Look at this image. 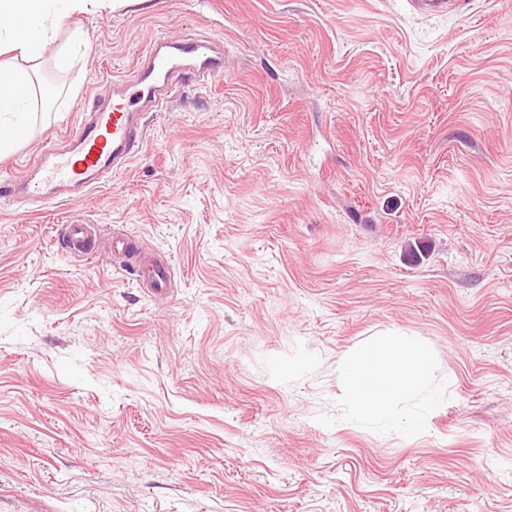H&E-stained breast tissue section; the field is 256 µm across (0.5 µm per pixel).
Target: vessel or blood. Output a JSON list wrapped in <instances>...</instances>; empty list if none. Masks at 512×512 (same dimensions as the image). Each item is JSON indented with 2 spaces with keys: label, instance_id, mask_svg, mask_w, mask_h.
<instances>
[{
  "label": "vessel or blood",
  "instance_id": "vessel-or-blood-1",
  "mask_svg": "<svg viewBox=\"0 0 512 512\" xmlns=\"http://www.w3.org/2000/svg\"><path fill=\"white\" fill-rule=\"evenodd\" d=\"M409 2L415 10L432 15L460 12L466 4V0ZM223 72L224 55L209 38H151L132 72L112 80L105 105L86 109L76 131L64 138L63 148H50L29 162L41 199L56 201L61 186L93 189L113 173L125 171L145 147L144 109L164 111L181 86L207 83ZM64 245L77 257L99 255L97 238L87 224L67 225Z\"/></svg>",
  "mask_w": 512,
  "mask_h": 512
}]
</instances>
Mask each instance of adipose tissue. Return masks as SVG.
Returning <instances> with one entry per match:
<instances>
[{
  "label": "adipose tissue",
  "mask_w": 512,
  "mask_h": 512,
  "mask_svg": "<svg viewBox=\"0 0 512 512\" xmlns=\"http://www.w3.org/2000/svg\"><path fill=\"white\" fill-rule=\"evenodd\" d=\"M87 0H0V42L30 61L38 60L64 16L84 8ZM36 73L0 66V152L12 150L31 128ZM339 369L346 395L357 415L400 427L395 402L421 389L430 373L426 349L400 336L374 339L344 357Z\"/></svg>",
  "instance_id": "obj_1"
}]
</instances>
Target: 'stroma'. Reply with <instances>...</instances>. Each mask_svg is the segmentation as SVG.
<instances>
[{"label": "stroma", "instance_id": "35a3bbf8", "mask_svg": "<svg viewBox=\"0 0 512 512\" xmlns=\"http://www.w3.org/2000/svg\"><path fill=\"white\" fill-rule=\"evenodd\" d=\"M75 65L52 58L73 30ZM224 74L144 116L101 187L5 188L151 34ZM49 106L0 155V495L54 512H512V0H98L41 57ZM132 237L169 292L73 258ZM405 335L433 361L414 431L357 416L339 360ZM409 3L416 11L428 14H448V4L452 3L453 10L462 12L465 0H409ZM65 228L64 245L69 253L87 259H97L102 253L89 224H67Z\"/></svg>", "mask_w": 512, "mask_h": 512}]
</instances>
